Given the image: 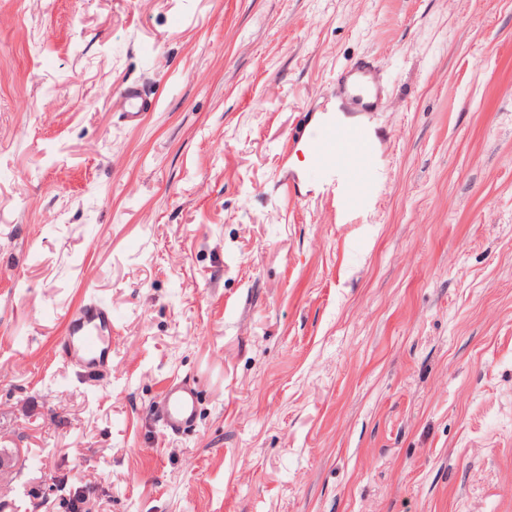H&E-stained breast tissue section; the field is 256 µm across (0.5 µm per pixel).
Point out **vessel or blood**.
Masks as SVG:
<instances>
[{"mask_svg": "<svg viewBox=\"0 0 512 512\" xmlns=\"http://www.w3.org/2000/svg\"><path fill=\"white\" fill-rule=\"evenodd\" d=\"M379 76L369 62L358 60L344 67L336 77V95L359 112L373 111L381 94ZM126 123L137 124L154 100L137 84L126 85L122 92ZM310 151L320 168L333 182L344 183L346 209H357L370 188V171L375 155L363 128L333 122L311 135ZM57 346L65 359L87 374H103L112 369V311L94 299L85 300L66 323ZM196 389L184 382H170L164 389L158 416L163 428L178 435L190 430L197 420Z\"/></svg>", "mask_w": 512, "mask_h": 512, "instance_id": "b4317fda", "label": "vessel or blood"}]
</instances>
